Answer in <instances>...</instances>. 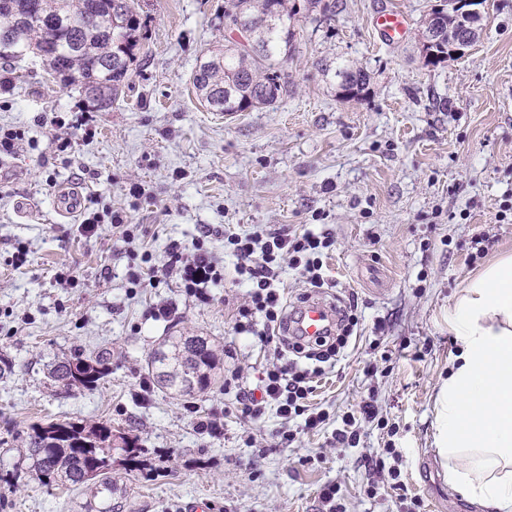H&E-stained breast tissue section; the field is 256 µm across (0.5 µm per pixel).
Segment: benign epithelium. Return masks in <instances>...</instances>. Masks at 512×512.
I'll return each instance as SVG.
<instances>
[{
    "label": "benign epithelium",
    "instance_id": "obj_1",
    "mask_svg": "<svg viewBox=\"0 0 512 512\" xmlns=\"http://www.w3.org/2000/svg\"><path fill=\"white\" fill-rule=\"evenodd\" d=\"M482 0H443L435 5L427 18L424 47L429 48L441 41L444 32L459 27L451 39V52L463 54L474 44L482 32Z\"/></svg>",
    "mask_w": 512,
    "mask_h": 512
}]
</instances>
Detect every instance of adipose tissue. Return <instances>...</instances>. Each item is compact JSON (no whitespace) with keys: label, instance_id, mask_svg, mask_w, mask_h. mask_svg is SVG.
<instances>
[{"label":"adipose tissue","instance_id":"obj_1","mask_svg":"<svg viewBox=\"0 0 512 512\" xmlns=\"http://www.w3.org/2000/svg\"><path fill=\"white\" fill-rule=\"evenodd\" d=\"M460 344L436 397L434 446L449 486L483 512H512V256L450 312Z\"/></svg>","mask_w":512,"mask_h":512}]
</instances>
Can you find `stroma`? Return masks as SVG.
Returning a JSON list of instances; mask_svg holds the SVG:
<instances>
[{"label": "stroma", "mask_w": 512, "mask_h": 512, "mask_svg": "<svg viewBox=\"0 0 512 512\" xmlns=\"http://www.w3.org/2000/svg\"><path fill=\"white\" fill-rule=\"evenodd\" d=\"M435 3L336 0L300 11L285 65L291 95L230 119L192 85L196 65L225 42L224 0H139L135 59L106 110L40 58L0 60V127L25 133L0 157V351L13 365L0 379V512H84L88 487L42 485L25 454L33 426L63 420L104 422L136 439L135 465L112 455L135 512H190L199 498L210 512H324L327 482L340 485L345 512H477L449 487L433 446L435 399L459 349L449 309L485 267L512 255V0H486L481 38L432 67L419 30ZM387 9L409 18L394 43L374 26ZM343 63L370 76L357 99L339 95L331 69ZM78 112L90 114L95 135L70 130L73 149L58 155L53 119ZM134 184L141 196L130 195ZM65 187L90 210L122 211L134 239L108 225L81 235L55 207ZM257 224L334 233L323 256L328 287L285 271L288 304L358 302L356 341L309 397L328 420L287 448L275 409L253 421L236 404L273 358L233 332L247 286L226 280L201 305L173 278L135 293L127 282L136 254L162 256L208 228L220 258L224 230ZM67 269L76 286L56 284ZM165 302L176 314L155 318L151 307ZM180 333L209 337L225 355L192 413L186 398L139 387L159 342ZM101 349L109 374L97 388L48 379L51 363ZM368 398L376 419L357 421L354 446H334L343 416ZM213 412L223 434H197L192 415ZM389 446L399 451L398 490L367 466Z\"/></svg>", "instance_id": "obj_1"}]
</instances>
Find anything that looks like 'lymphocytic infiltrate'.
Wrapping results in <instances>:
<instances>
[{
  "mask_svg": "<svg viewBox=\"0 0 512 512\" xmlns=\"http://www.w3.org/2000/svg\"><path fill=\"white\" fill-rule=\"evenodd\" d=\"M333 243L334 235L328 229L299 232L260 224L244 234L225 232V251L234 256L237 274L252 285L248 301L238 309L235 333L255 336L264 346L286 345L294 355L293 360L269 364L260 395L237 393L242 416L259 419L271 406L284 421L302 419L304 430H317L325 424L326 414L312 411L307 403L313 391L312 381L321 375L322 363L347 347L359 323L358 304L350 302L341 312L337 334L317 339L316 349L311 350L299 338L282 334L288 311L277 281L282 267L288 266L312 287H324L322 255ZM160 274L179 279L186 294L205 304L210 299L208 285L223 281L224 268L200 237L189 244L170 242L159 260L152 253L143 252L139 266L129 274V282L140 288Z\"/></svg>",
  "mask_w": 512,
  "mask_h": 512,
  "instance_id": "lymphocytic-infiltrate-1",
  "label": "lymphocytic infiltrate"
}]
</instances>
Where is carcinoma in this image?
Returning <instances> with one entry per match:
<instances>
[{"label":"carcinoma","instance_id":"carcinoma-1","mask_svg":"<svg viewBox=\"0 0 512 512\" xmlns=\"http://www.w3.org/2000/svg\"><path fill=\"white\" fill-rule=\"evenodd\" d=\"M98 2L102 23L90 30L79 18ZM19 36L0 49V59L18 58L40 48L43 27L49 21L68 22L43 61L65 78L66 85L85 92L102 90L114 100L124 81L138 44L139 18L135 0H35ZM299 13L291 0H224V24L233 23L255 33L252 50L232 42L210 52L193 73L198 97L217 112H245L271 106L290 93L283 64L293 49L294 31L288 20ZM346 99L356 98L369 84L361 68L344 63L335 70ZM221 357L203 336H168L151 356L155 382L183 396L207 391L215 381ZM109 374L107 353L63 359L50 366L51 380L69 388L92 390ZM37 479L49 485L93 482L94 503L89 512H125L126 489L112 477V450L134 461L140 453L137 440L115 434L105 423L86 426L77 421L51 422L32 428L27 442Z\"/></svg>","mask_w":512,"mask_h":512}]
</instances>
